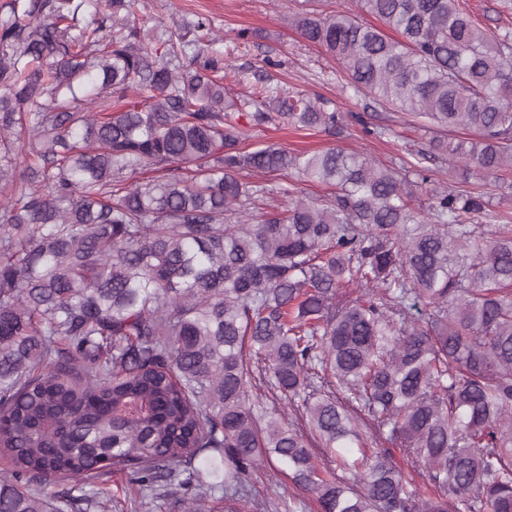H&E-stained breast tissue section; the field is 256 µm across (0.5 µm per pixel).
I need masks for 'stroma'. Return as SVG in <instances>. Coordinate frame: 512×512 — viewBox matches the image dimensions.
<instances>
[{
    "label": "stroma",
    "instance_id": "obj_1",
    "mask_svg": "<svg viewBox=\"0 0 512 512\" xmlns=\"http://www.w3.org/2000/svg\"><path fill=\"white\" fill-rule=\"evenodd\" d=\"M349 6V0H138L137 14L149 30L162 22H189L198 15L208 17L215 31L228 40L233 39L237 31L248 30V42L233 51L229 58L233 71L224 78L226 98L233 99L248 91V83L239 82L236 73L256 65L265 82L290 91L318 95L328 108L344 115L341 131L336 135L287 126L248 129L242 142L244 150L274 145L291 152H321L341 147L365 153L376 162L396 168L412 162L415 153L427 151L431 157L424 160L423 165L428 171L431 188L444 191L459 185V172L454 171L447 156L431 152L430 142L449 135L468 139L471 131L458 129L449 134L424 119L382 108L365 95L345 91L346 79L335 60L323 48L306 42L289 21L293 13L309 8L329 15L348 10ZM266 57L275 60V67L261 69L260 63ZM239 178L247 183L265 184L275 205L281 201V187L288 185L314 198L332 191L329 185L300 180L287 173L262 177L244 171ZM285 482V476L270 468H261L253 481V494L273 502L278 492L284 490L290 499V512H309L307 505L312 500L311 495L286 487Z\"/></svg>",
    "mask_w": 512,
    "mask_h": 512
}]
</instances>
